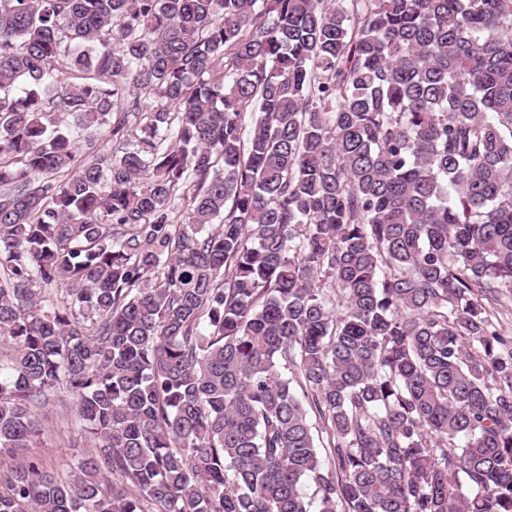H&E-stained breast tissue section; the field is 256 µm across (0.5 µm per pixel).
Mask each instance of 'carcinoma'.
<instances>
[{
    "mask_svg": "<svg viewBox=\"0 0 512 512\" xmlns=\"http://www.w3.org/2000/svg\"><path fill=\"white\" fill-rule=\"evenodd\" d=\"M0 187V512H512V0H0ZM41 444L32 451L39 455L45 467L55 473H66L89 447V439H80L74 399L66 390L50 397L43 408Z\"/></svg>",
    "mask_w": 512,
    "mask_h": 512,
    "instance_id": "carcinoma-1",
    "label": "carcinoma"
}]
</instances>
